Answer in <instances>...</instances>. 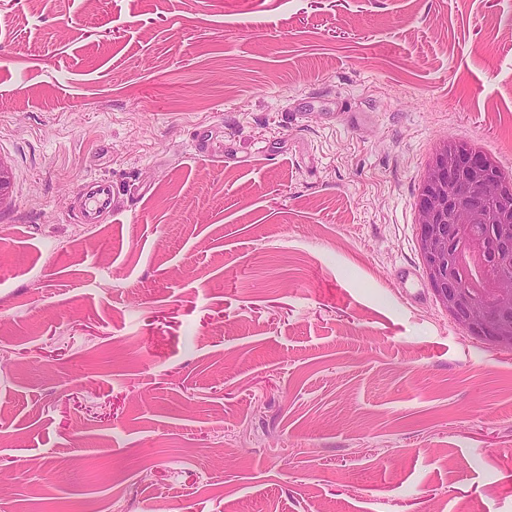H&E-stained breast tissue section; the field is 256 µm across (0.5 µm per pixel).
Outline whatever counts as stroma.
I'll use <instances>...</instances> for the list:
<instances>
[{"mask_svg":"<svg viewBox=\"0 0 512 512\" xmlns=\"http://www.w3.org/2000/svg\"><path fill=\"white\" fill-rule=\"evenodd\" d=\"M446 139L512 171V0H0V512H512ZM82 196L85 198L86 211L90 219L86 223H93L92 216L100 210L111 205L115 211L114 199L112 196L111 181L106 179H94L84 185Z\"/></svg>","mask_w":512,"mask_h":512,"instance_id":"obj_1","label":"stroma"}]
</instances>
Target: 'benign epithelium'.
<instances>
[{"mask_svg":"<svg viewBox=\"0 0 512 512\" xmlns=\"http://www.w3.org/2000/svg\"><path fill=\"white\" fill-rule=\"evenodd\" d=\"M11 168L0 158V208L10 197ZM426 276L444 310L468 332L512 350V201L503 199L491 159L476 148L443 142L414 202ZM492 230V272L475 285L456 275L463 250L487 260Z\"/></svg>","mask_w":512,"mask_h":512,"instance_id":"7a95c632","label":"benign epithelium"}]
</instances>
